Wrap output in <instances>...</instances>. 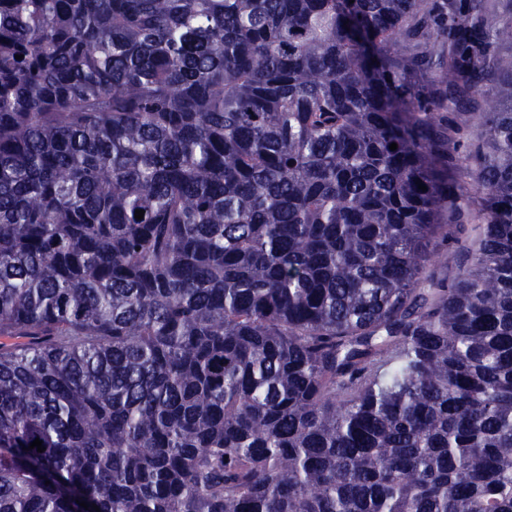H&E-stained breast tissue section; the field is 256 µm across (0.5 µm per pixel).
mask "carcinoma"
I'll return each instance as SVG.
<instances>
[{
	"mask_svg": "<svg viewBox=\"0 0 512 512\" xmlns=\"http://www.w3.org/2000/svg\"><path fill=\"white\" fill-rule=\"evenodd\" d=\"M489 2L0 0V512H512Z\"/></svg>",
	"mask_w": 512,
	"mask_h": 512,
	"instance_id": "cac0c4a2",
	"label": "carcinoma"
}]
</instances>
